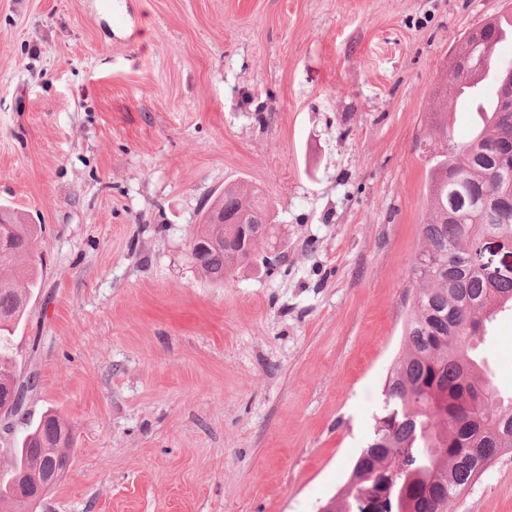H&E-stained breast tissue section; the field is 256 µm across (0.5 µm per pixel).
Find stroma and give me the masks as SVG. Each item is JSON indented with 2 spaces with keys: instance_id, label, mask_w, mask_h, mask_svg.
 Here are the masks:
<instances>
[{
  "instance_id": "stroma-1",
  "label": "stroma",
  "mask_w": 512,
  "mask_h": 512,
  "mask_svg": "<svg viewBox=\"0 0 512 512\" xmlns=\"http://www.w3.org/2000/svg\"><path fill=\"white\" fill-rule=\"evenodd\" d=\"M512 0H0V207L41 225L12 338L74 439L37 512H318L402 352L429 153L482 121L448 57ZM445 113L447 130L436 126ZM244 182L275 230L191 263ZM480 350L512 394V314ZM447 512H512V453ZM203 209L206 211L202 212L194 242H190L189 256L196 243L197 253L192 262L211 282L223 284L224 276L235 266L256 259L260 245L268 242L272 230L270 211L262 194L245 184L225 186L224 194L207 202ZM221 214L223 224H216V217ZM241 214L246 216L247 224L224 221Z\"/></svg>"
}]
</instances>
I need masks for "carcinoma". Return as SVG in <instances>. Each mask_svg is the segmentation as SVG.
<instances>
[{"instance_id": "obj_1", "label": "carcinoma", "mask_w": 512, "mask_h": 512, "mask_svg": "<svg viewBox=\"0 0 512 512\" xmlns=\"http://www.w3.org/2000/svg\"><path fill=\"white\" fill-rule=\"evenodd\" d=\"M512 31V13L494 19L485 41H467L454 52L468 57L474 74L448 70L450 87L484 71L491 34ZM512 112L487 119L470 140L443 144L432 153L423 247L411 269L415 293L402 330L403 354L387 374L384 407L348 481L333 497L334 512H445L448 503L486 469L512 451V397L491 385L477 349L503 295L512 310V276L491 278L469 262L482 237L512 241V199L496 198L512 182ZM245 215L247 224H218L216 217ZM41 228L0 212V273L29 278ZM270 211L262 194L230 185L204 205L194 236V264L211 282L224 283L234 267L257 257L271 237ZM26 297L16 283L0 279V428L24 408L36 375L18 383L11 337ZM11 467L0 472V503L25 512L15 475L68 471L73 436L63 419L48 412L23 439L6 449ZM371 502V509L363 503Z\"/></svg>"}]
</instances>
